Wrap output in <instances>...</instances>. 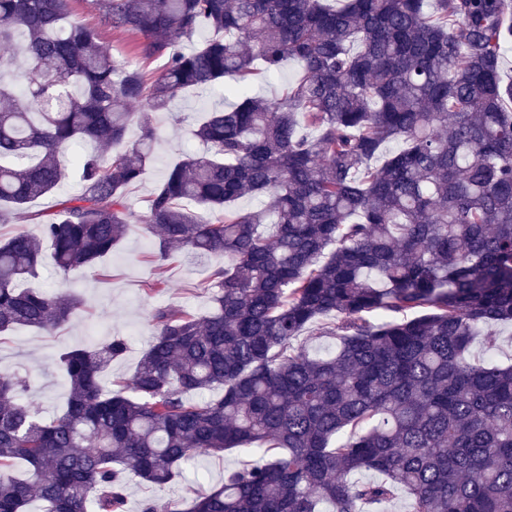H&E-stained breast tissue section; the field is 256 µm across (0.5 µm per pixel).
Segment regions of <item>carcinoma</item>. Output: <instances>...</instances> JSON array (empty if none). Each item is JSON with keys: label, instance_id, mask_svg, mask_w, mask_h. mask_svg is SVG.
Segmentation results:
<instances>
[{"label": "carcinoma", "instance_id": "cac0c4a2", "mask_svg": "<svg viewBox=\"0 0 512 512\" xmlns=\"http://www.w3.org/2000/svg\"><path fill=\"white\" fill-rule=\"evenodd\" d=\"M94 2L144 39L140 61L104 52L69 0H0V48L23 38L0 56L16 71L0 81V226L60 187L73 146L115 150L72 156L78 192L35 214L38 233L0 234V335L51 333L80 309L27 285L47 246L64 276L143 223L157 262L183 249L224 264L208 314L152 310L127 386L101 384L119 337L60 355L69 397L49 420L27 379L0 375V512H126L127 479L163 488L228 448L252 460L141 512H383L400 490L407 512H512V365L470 354L512 323V0ZM290 61L280 94L202 113L205 152L128 209L149 113L193 88L239 95ZM330 314L335 351L294 344Z\"/></svg>", "mask_w": 512, "mask_h": 512}]
</instances>
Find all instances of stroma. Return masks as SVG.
Instances as JSON below:
<instances>
[{
  "mask_svg": "<svg viewBox=\"0 0 512 512\" xmlns=\"http://www.w3.org/2000/svg\"><path fill=\"white\" fill-rule=\"evenodd\" d=\"M70 7L77 20L99 31L106 52L118 59L137 60V38L112 30L91 0H71ZM223 104V90L199 87L177 94L165 110L152 113L151 120L158 131L154 159L128 196L131 211L143 212L147 197L180 153L197 151L189 131L199 113ZM155 251V239L146 225L133 224L122 243L104 258L101 271L76 268L62 281L56 274L52 254H44L38 285L51 290L62 286L76 294L82 302L79 313L52 334L21 328L0 337V375L15 373L28 378L31 388L26 399L41 416L59 412L67 401L68 388L56 368L62 350L91 347L111 337L124 338L128 344L125 354L113 361L101 380L107 386L126 383L151 340L149 316L155 307L173 305L197 316L210 310L213 291L207 283L212 269L223 264V257L213 255L197 260L177 251L160 265L153 260ZM156 276L166 277L169 286L146 296L143 287ZM243 461L234 449L221 456H198L184 468L181 478L161 489L137 479L129 480L126 512H141L149 498L164 502L220 485L225 471L239 467Z\"/></svg>",
  "mask_w": 512,
  "mask_h": 512,
  "instance_id": "obj_1",
  "label": "stroma"
}]
</instances>
